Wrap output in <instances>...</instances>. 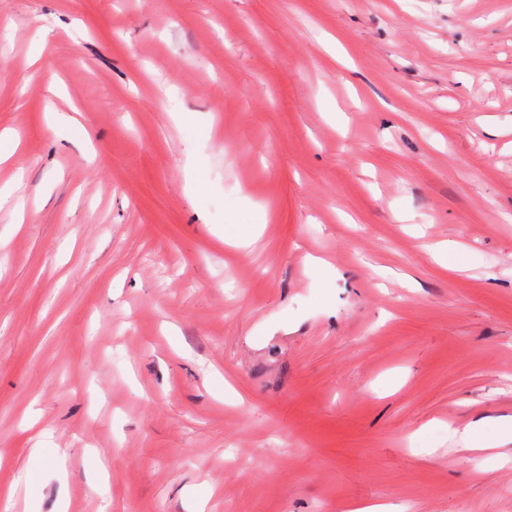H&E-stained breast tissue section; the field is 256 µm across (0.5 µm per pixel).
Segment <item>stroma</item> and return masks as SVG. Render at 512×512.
<instances>
[{"label": "stroma", "instance_id": "1", "mask_svg": "<svg viewBox=\"0 0 512 512\" xmlns=\"http://www.w3.org/2000/svg\"><path fill=\"white\" fill-rule=\"evenodd\" d=\"M3 131L0 512H512V0H0ZM485 420L479 419L468 424L463 430L450 429L449 432L453 437L458 436L459 442L464 450H484L489 448H504L508 444H512V416L503 418L499 422L498 439L489 442L484 438Z\"/></svg>", "mask_w": 512, "mask_h": 512}]
</instances>
